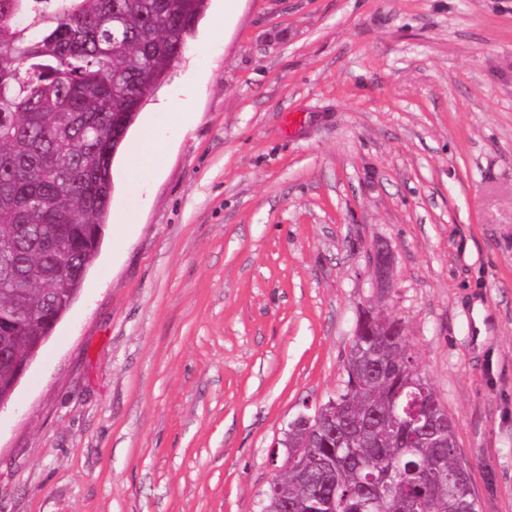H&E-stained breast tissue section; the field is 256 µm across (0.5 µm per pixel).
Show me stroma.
Masks as SVG:
<instances>
[{
    "instance_id": "1",
    "label": "stroma",
    "mask_w": 512,
    "mask_h": 512,
    "mask_svg": "<svg viewBox=\"0 0 512 512\" xmlns=\"http://www.w3.org/2000/svg\"><path fill=\"white\" fill-rule=\"evenodd\" d=\"M223 8L130 127L81 292L0 411V512H258L369 307L479 512H512V0H241L216 37ZM148 125L165 158L121 242ZM371 257L376 288L381 293L387 294L393 288L392 269L394 259L392 252L387 245L381 242L373 246Z\"/></svg>"
}]
</instances>
